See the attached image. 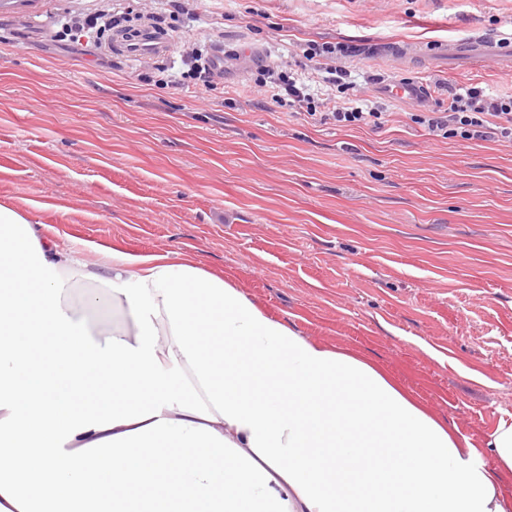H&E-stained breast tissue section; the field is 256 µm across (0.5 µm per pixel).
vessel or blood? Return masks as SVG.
<instances>
[{"label":"vessel or blood","mask_w":512,"mask_h":512,"mask_svg":"<svg viewBox=\"0 0 512 512\" xmlns=\"http://www.w3.org/2000/svg\"><path fill=\"white\" fill-rule=\"evenodd\" d=\"M48 11V0H0V13L38 18ZM392 62L435 61L463 59L470 68L481 67L485 61H496L504 71H512V39L473 37L461 41H432L425 43H382L376 49ZM378 93L393 99L415 104L426 96L423 83L410 80H389L377 88Z\"/></svg>","instance_id":"1"}]
</instances>
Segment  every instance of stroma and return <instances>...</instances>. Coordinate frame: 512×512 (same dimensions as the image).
<instances>
[{"label": "stroma", "mask_w": 512, "mask_h": 512, "mask_svg": "<svg viewBox=\"0 0 512 512\" xmlns=\"http://www.w3.org/2000/svg\"><path fill=\"white\" fill-rule=\"evenodd\" d=\"M80 0L42 21L0 15V205L35 215L97 266L115 249L180 253L272 316L390 370L466 434L512 413V148L434 140L407 103L384 128L289 116L254 89L255 64L303 63L342 43L336 65L512 94L493 61L418 68L367 54L375 42L512 36V0H184L229 57L206 97L111 66L55 35ZM95 327L126 328L112 294L71 289Z\"/></svg>", "instance_id": "stroma-1"}]
</instances>
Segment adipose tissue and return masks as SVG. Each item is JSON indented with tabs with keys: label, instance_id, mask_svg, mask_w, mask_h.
Instances as JSON below:
<instances>
[{
	"label": "adipose tissue",
	"instance_id": "1",
	"mask_svg": "<svg viewBox=\"0 0 512 512\" xmlns=\"http://www.w3.org/2000/svg\"><path fill=\"white\" fill-rule=\"evenodd\" d=\"M511 481L512 417L474 440L189 261L93 270L0 206V512H512ZM86 289L72 288L67 301L70 306L79 310L94 327L107 328V330H122L127 327V319L122 312L112 307V293L106 288H94L93 308H86Z\"/></svg>",
	"mask_w": 512,
	"mask_h": 512
}]
</instances>
